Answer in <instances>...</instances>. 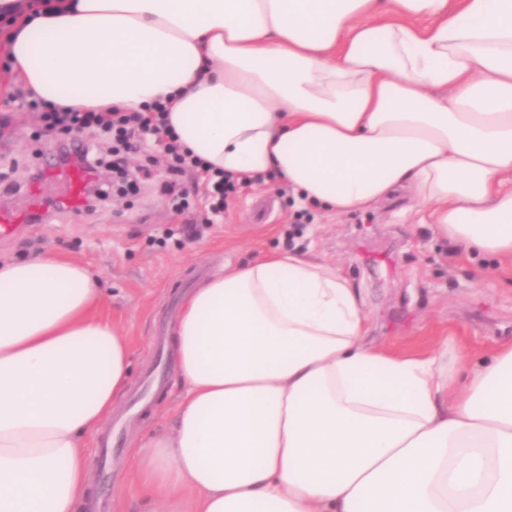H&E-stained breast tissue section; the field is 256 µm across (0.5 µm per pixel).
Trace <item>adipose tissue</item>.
Here are the masks:
<instances>
[{"label": "adipose tissue", "instance_id": "adipose-tissue-1", "mask_svg": "<svg viewBox=\"0 0 512 512\" xmlns=\"http://www.w3.org/2000/svg\"><path fill=\"white\" fill-rule=\"evenodd\" d=\"M1 15L31 97L168 100L212 169L276 172L335 215L405 186L437 235L512 263V0H0ZM101 301L74 260H0V512L88 498L84 443L131 377ZM365 334L323 260L271 252L202 281L171 330L172 425L130 452L137 494L160 512H512V340L458 380Z\"/></svg>", "mask_w": 512, "mask_h": 512}]
</instances>
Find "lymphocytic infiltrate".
Segmentation results:
<instances>
[{
    "instance_id": "f902f5d3",
    "label": "lymphocytic infiltrate",
    "mask_w": 512,
    "mask_h": 512,
    "mask_svg": "<svg viewBox=\"0 0 512 512\" xmlns=\"http://www.w3.org/2000/svg\"><path fill=\"white\" fill-rule=\"evenodd\" d=\"M32 108L41 109L47 128L65 126L76 131L98 133L102 148L87 146L81 139L72 140L62 147L60 163L77 161L91 172H98L103 165V153H110L112 167L119 173H126L127 157L133 153L143 154L146 160H154L156 153H164L170 159L167 168L168 185L171 189L168 203L179 213L190 207L189 200L175 187L185 172H193L202 184L209 209L215 217H223L230 197L251 186V179L235 180L212 168L198 157L182 150L177 135L169 126L168 108L163 102H156L143 112H73L63 111L48 104L32 101Z\"/></svg>"
}]
</instances>
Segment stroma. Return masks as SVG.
Listing matches in <instances>:
<instances>
[{
	"label": "stroma",
	"instance_id": "obj_1",
	"mask_svg": "<svg viewBox=\"0 0 512 512\" xmlns=\"http://www.w3.org/2000/svg\"><path fill=\"white\" fill-rule=\"evenodd\" d=\"M67 137L44 134L24 99L0 95V207H26L31 172L46 167ZM166 179L163 165L152 166L139 192L108 195L77 215L55 211L0 238L1 260L53 253L87 266L104 293L99 318L130 343V383L112 414L134 417L116 432L108 458L100 457L97 438L85 444L91 495L101 512H150V502L129 491V450L172 424L182 387L171 327L185 296L220 266L288 250L335 263L360 295L368 341L396 354L424 358L444 350L455 360L512 339V269L463 253L417 223L409 190L336 217L273 180L229 201L218 221L195 200L191 219L203 232L189 240L175 231ZM366 242L388 253L391 265L366 262Z\"/></svg>",
	"mask_w": 512,
	"mask_h": 512
}]
</instances>
